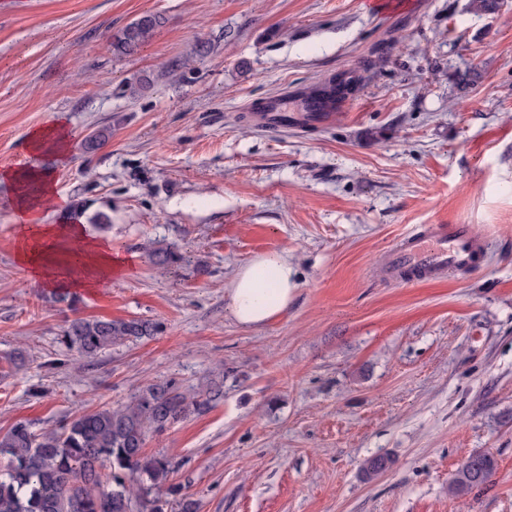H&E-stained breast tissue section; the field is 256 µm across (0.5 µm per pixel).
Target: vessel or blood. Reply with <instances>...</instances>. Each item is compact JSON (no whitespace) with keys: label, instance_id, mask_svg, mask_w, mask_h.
<instances>
[{"label":"vessel or blood","instance_id":"1","mask_svg":"<svg viewBox=\"0 0 512 512\" xmlns=\"http://www.w3.org/2000/svg\"><path fill=\"white\" fill-rule=\"evenodd\" d=\"M260 120L272 129L291 127L288 102H269ZM485 241L467 224H428L417 232L405 235L391 252L394 274L411 280H433L446 274L468 272L481 263Z\"/></svg>","mask_w":512,"mask_h":512}]
</instances>
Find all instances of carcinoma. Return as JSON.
I'll return each instance as SVG.
<instances>
[{"label":"carcinoma","instance_id":"cac0c4a2","mask_svg":"<svg viewBox=\"0 0 512 512\" xmlns=\"http://www.w3.org/2000/svg\"><path fill=\"white\" fill-rule=\"evenodd\" d=\"M165 23L146 12L112 35L116 57L133 54ZM345 90L336 95V76L295 96L300 112H334L360 86L355 70L339 72ZM189 261L175 245L159 249V266ZM159 326L147 320L84 319L71 321L62 336L66 348L81 358H95L119 342L151 338ZM224 396L213 384L198 395L181 391L173 382L141 388L126 405L100 408L63 420L37 433L26 423L0 432V512H168L162 492L174 473L173 462L144 451L149 435L199 413ZM495 461L488 453L471 455L448 483L458 498L490 481Z\"/></svg>","mask_w":512,"mask_h":512}]
</instances>
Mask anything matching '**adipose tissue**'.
I'll return each mask as SVG.
<instances>
[{"label":"adipose tissue","mask_w":512,"mask_h":512,"mask_svg":"<svg viewBox=\"0 0 512 512\" xmlns=\"http://www.w3.org/2000/svg\"><path fill=\"white\" fill-rule=\"evenodd\" d=\"M0 181L15 187L12 205L20 227L15 257L33 283L79 293L128 274V261L120 251L111 241L87 236L84 224L70 221L64 234L44 223V213L66 208L56 198L51 170L4 167ZM296 289L287 254L265 253L236 269L225 290L227 310L239 325L260 327L287 310Z\"/></svg>","instance_id":"ef3b65f1"}]
</instances>
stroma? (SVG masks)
Segmentation results:
<instances>
[{
  "label": "stroma",
  "mask_w": 512,
  "mask_h": 512,
  "mask_svg": "<svg viewBox=\"0 0 512 512\" xmlns=\"http://www.w3.org/2000/svg\"><path fill=\"white\" fill-rule=\"evenodd\" d=\"M469 3L0 0V168L55 169L87 235L131 263L56 301L15 260L0 183V430L41 432L154 381L215 382L221 401L145 445L199 512H512V0ZM146 12L165 24L113 57V33ZM349 68L361 88L330 123L262 130L269 96ZM57 120L67 157L31 155L29 133ZM98 128L109 139L85 152ZM427 224L472 225L481 271L397 279L391 249ZM172 243L190 261L159 270L151 254ZM270 251L295 298L242 327L224 290ZM78 317L160 330L89 362L60 341ZM477 452L492 480L449 496ZM380 454L389 469L365 477Z\"/></svg>",
  "instance_id": "1"
}]
</instances>
